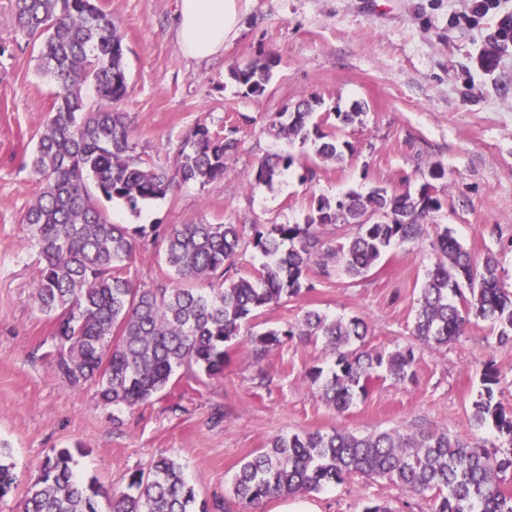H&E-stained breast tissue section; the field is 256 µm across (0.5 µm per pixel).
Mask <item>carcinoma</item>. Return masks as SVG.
I'll use <instances>...</instances> for the list:
<instances>
[{"label":"carcinoma","instance_id":"carcinoma-1","mask_svg":"<svg viewBox=\"0 0 512 512\" xmlns=\"http://www.w3.org/2000/svg\"><path fill=\"white\" fill-rule=\"evenodd\" d=\"M15 25L34 41L43 73L58 85L29 165L39 190L23 223L40 256L32 298L54 326L49 352L58 373L71 387L92 384L99 401L135 408L170 385L179 369H198L209 377L224 375V344L240 335L255 312L278 305L308 287L316 264L324 274L336 268L350 278L366 274L393 246L417 239L441 207L432 182L446 178L440 164L428 169L429 181L418 191L383 187L339 199L314 198L301 224H271L255 231L253 248L264 257L255 279L228 273L245 246L244 225L115 224L100 198L121 200L130 208L165 197L176 185L201 186L224 179L226 160L239 148L237 129L220 137L199 124L186 136L170 168L146 164L136 151L125 113L114 104L127 93L125 54L112 13L99 0H15ZM512 46L505 34L485 54L491 69L499 53ZM277 60H257L233 70L249 94H261ZM92 86L97 102L88 103ZM320 100L297 104L295 112L271 117L267 131L276 139L319 141L316 155L340 164L352 145L321 131L314 121ZM294 165L291 155L262 159L254 180L270 183ZM355 225L358 232L335 246L315 226ZM161 246L164 264L176 275L174 286L140 288L130 276L137 249ZM438 260L420 288L414 335L440 349L462 335L473 320L497 327L498 341L512 342V292L498 274L491 253L476 259L445 229L434 243ZM468 281L469 297L461 284ZM208 287H202V284ZM462 298L458 303L455 298ZM369 328L359 317L330 319L310 310L285 329H269L250 340L255 360L292 336L322 338L334 358L323 375L311 369L312 383L323 381L322 397L339 414L367 394L370 381L383 372L398 384L413 380L418 360L413 347L388 354L365 349ZM498 371L484 373V388L473 401L470 424L489 429L494 440L472 444L446 431L393 429L367 436L335 430L274 438L235 473L234 500L243 512H256L274 497L318 493L361 477L385 479L413 495H433L434 512H512V494L503 490L512 474V415L495 400ZM0 451V500L16 488L13 465ZM69 448H53L31 479L22 512H207L173 459L158 455L132 471L126 487L106 495L95 481L75 473Z\"/></svg>","mask_w":512,"mask_h":512}]
</instances>
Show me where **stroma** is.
Wrapping results in <instances>:
<instances>
[{"mask_svg":"<svg viewBox=\"0 0 512 512\" xmlns=\"http://www.w3.org/2000/svg\"><path fill=\"white\" fill-rule=\"evenodd\" d=\"M100 4L123 35L128 89L117 107L127 113L143 159L172 165L199 124L214 134L237 128L239 139L223 181L182 185L134 210L102 201L113 221L297 224L315 196L414 191L436 163L448 177L434 184L441 207L419 239L390 249L355 279L311 270L310 288L243 324L225 345L223 378L179 383L132 410L102 406L93 386L62 382L49 356L52 322L32 301L39 256L23 216L38 184L24 161L58 87L37 71L35 49L16 31L14 0H0V443H7L17 476L0 512H18L31 474L52 448L79 449L77 472L109 491L123 489L131 470L165 453L211 504L231 499L235 472L276 436L413 428L479 444L490 439L489 431L471 427L472 403L491 364L501 374L496 398L512 414V343H499L490 323L475 320L446 348L432 350L418 344L413 326L420 288L436 261L432 243L443 229L477 257L495 254L512 290V48L493 70L480 61L502 14L512 13V0H500L499 10L476 21L467 18L468 0H240L236 35L222 54L201 63L178 44V0ZM270 56L278 60L270 83L262 94H247L233 69ZM304 97L320 98L314 119L322 132L352 144L342 165L322 162L313 143L268 133L270 117ZM357 102L362 122L343 125L338 113ZM288 153L297 165L271 183L247 184L262 158ZM305 164L316 170L306 183ZM130 276L145 288L173 280L153 247L138 249ZM309 310L363 318L371 351L414 346V381L373 378L367 395L340 415L324 402L320 384L304 378L312 367L333 364L321 340L289 339L254 364L251 335L297 323ZM316 501L321 512H363L371 502L393 512L434 509L432 497L358 477L317 493Z\"/></svg>","mask_w":512,"mask_h":512,"instance_id":"1","label":"stroma"}]
</instances>
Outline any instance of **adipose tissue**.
Returning a JSON list of instances; mask_svg holds the SVG:
<instances>
[{
	"label": "adipose tissue",
	"instance_id": "ef3b65f1",
	"mask_svg": "<svg viewBox=\"0 0 512 512\" xmlns=\"http://www.w3.org/2000/svg\"><path fill=\"white\" fill-rule=\"evenodd\" d=\"M237 19L238 0H179L176 30L182 52L197 61L220 54Z\"/></svg>",
	"mask_w": 512,
	"mask_h": 512
}]
</instances>
